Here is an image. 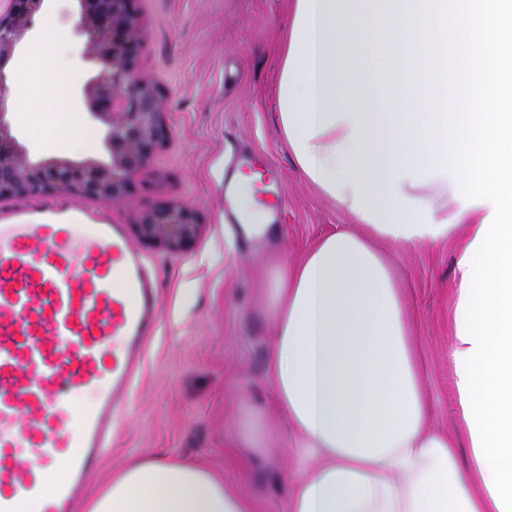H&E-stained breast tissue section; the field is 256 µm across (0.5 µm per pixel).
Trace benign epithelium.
<instances>
[{"label": "benign epithelium", "mask_w": 512, "mask_h": 512, "mask_svg": "<svg viewBox=\"0 0 512 512\" xmlns=\"http://www.w3.org/2000/svg\"><path fill=\"white\" fill-rule=\"evenodd\" d=\"M44 2L8 0L0 10V199L70 194L106 204L120 202L152 155L172 139L159 91L137 69L142 41L137 0H78V27L87 37L88 54L101 65L85 94L88 102L104 105L98 116L110 129L108 166L33 161L5 121L6 67L33 29ZM137 227L144 240L172 254L184 252L202 232L196 212L180 203L145 213Z\"/></svg>", "instance_id": "1"}]
</instances>
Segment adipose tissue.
<instances>
[{
  "mask_svg": "<svg viewBox=\"0 0 512 512\" xmlns=\"http://www.w3.org/2000/svg\"><path fill=\"white\" fill-rule=\"evenodd\" d=\"M423 14V0H293L278 122L302 177L372 238L396 247L457 238L461 257L492 205L467 207L455 196L463 83L438 77L424 85ZM67 40L45 21L16 71L52 69L59 81L19 108L83 152L94 138L78 131L66 106ZM368 46L376 62L365 69L357 55ZM428 93L436 114L425 140ZM254 182L240 172L231 178L249 235L267 229ZM371 240L328 234L298 261L274 259L258 283L272 316L266 363L276 401L304 446L323 456L292 485L288 512H499L487 467L474 458L460 467L453 440L427 426L402 290ZM238 432L259 453L275 442L256 405L244 406ZM85 512H253V505L195 461L147 456L119 467Z\"/></svg>",
  "mask_w": 512,
  "mask_h": 512,
  "instance_id": "obj_1",
  "label": "adipose tissue"
}]
</instances>
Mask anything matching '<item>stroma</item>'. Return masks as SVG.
Returning a JSON list of instances; mask_svg holds the SVG:
<instances>
[{
	"label": "stroma",
	"mask_w": 512,
	"mask_h": 512,
	"mask_svg": "<svg viewBox=\"0 0 512 512\" xmlns=\"http://www.w3.org/2000/svg\"><path fill=\"white\" fill-rule=\"evenodd\" d=\"M291 7L292 0H138V67L164 100L170 145L134 178L126 200L105 212L73 195L36 199L46 207L77 208L89 223L105 218L125 225L130 243L155 270L163 310L161 330L146 347L137 388L87 495L123 462L151 455L204 465L252 499L256 512H287V482L311 460L273 397L266 370L271 321L257 307L255 283L269 258L295 260L333 230L360 234L364 228L302 178L277 124L279 58ZM79 12L77 0H48L42 15L69 34L66 61L79 78L68 87L67 104L80 126L94 132V146L69 151L9 108L6 120L35 161L112 159L109 128L82 96L99 67L85 53ZM242 150L281 176L278 192L265 196L281 221L263 236L245 237L224 211V181ZM172 202L192 207L203 225L196 245L178 255L144 242L136 228L143 213ZM385 253L406 289L431 426L458 436L448 359L455 245L389 246ZM246 403L263 407L278 436L261 456L238 442Z\"/></svg>",
	"instance_id": "stroma-1"
}]
</instances>
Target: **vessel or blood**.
<instances>
[{
    "instance_id": "vessel-or-blood-1",
    "label": "vessel or blood",
    "mask_w": 512,
    "mask_h": 512,
    "mask_svg": "<svg viewBox=\"0 0 512 512\" xmlns=\"http://www.w3.org/2000/svg\"><path fill=\"white\" fill-rule=\"evenodd\" d=\"M79 219L0 210V512L23 499L73 512L160 325L154 273L124 225L89 224L78 237ZM76 392L98 402L73 427Z\"/></svg>"
}]
</instances>
